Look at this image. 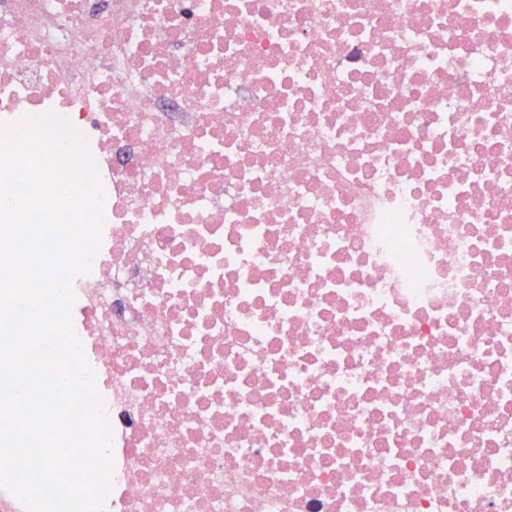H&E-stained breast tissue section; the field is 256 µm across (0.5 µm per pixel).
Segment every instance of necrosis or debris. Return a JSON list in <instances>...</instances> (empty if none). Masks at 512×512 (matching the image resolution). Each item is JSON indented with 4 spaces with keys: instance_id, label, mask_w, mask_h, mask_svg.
I'll use <instances>...</instances> for the list:
<instances>
[{
    "instance_id": "obj_1",
    "label": "necrosis or debris",
    "mask_w": 512,
    "mask_h": 512,
    "mask_svg": "<svg viewBox=\"0 0 512 512\" xmlns=\"http://www.w3.org/2000/svg\"><path fill=\"white\" fill-rule=\"evenodd\" d=\"M50 110L102 512H512V0H0Z\"/></svg>"
}]
</instances>
